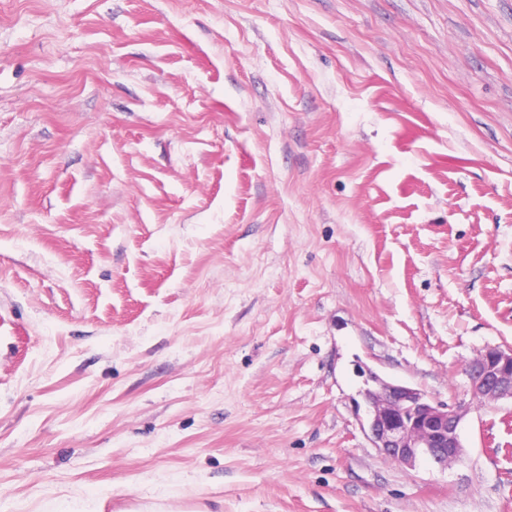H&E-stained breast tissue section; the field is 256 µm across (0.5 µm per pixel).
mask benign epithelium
Instances as JSON below:
<instances>
[{
    "label": "benign epithelium",
    "mask_w": 512,
    "mask_h": 512,
    "mask_svg": "<svg viewBox=\"0 0 512 512\" xmlns=\"http://www.w3.org/2000/svg\"><path fill=\"white\" fill-rule=\"evenodd\" d=\"M471 400L495 404L512 400V348L489 347L464 368ZM375 387L362 392L366 421L362 427L386 459L406 467L426 457L445 469L460 461L464 446L459 425L469 403L432 401L420 389L388 382L369 372Z\"/></svg>",
    "instance_id": "1"
}]
</instances>
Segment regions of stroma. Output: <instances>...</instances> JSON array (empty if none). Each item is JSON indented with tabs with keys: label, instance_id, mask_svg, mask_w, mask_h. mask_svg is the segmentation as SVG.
Wrapping results in <instances>:
<instances>
[{
	"label": "stroma",
	"instance_id": "35a3bbf8",
	"mask_svg": "<svg viewBox=\"0 0 512 512\" xmlns=\"http://www.w3.org/2000/svg\"><path fill=\"white\" fill-rule=\"evenodd\" d=\"M490 346L512 0H0V512H512L357 408Z\"/></svg>",
	"mask_w": 512,
	"mask_h": 512
}]
</instances>
